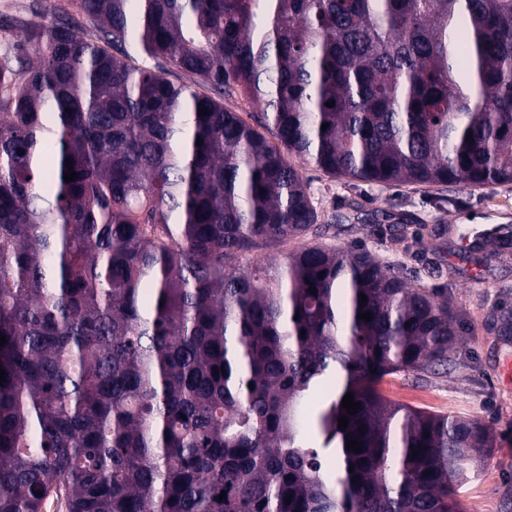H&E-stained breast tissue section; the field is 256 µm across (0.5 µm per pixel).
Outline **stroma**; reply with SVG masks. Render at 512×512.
<instances>
[{
    "instance_id": "1",
    "label": "stroma",
    "mask_w": 512,
    "mask_h": 512,
    "mask_svg": "<svg viewBox=\"0 0 512 512\" xmlns=\"http://www.w3.org/2000/svg\"><path fill=\"white\" fill-rule=\"evenodd\" d=\"M319 203V221L347 220L334 242L362 246L394 264L409 280L448 289L453 308L469 322L459 365L439 377L401 371L378 385L387 399L432 413L477 418L492 430L493 448L458 498L465 512H512V378L495 355H512V340L499 336L493 319L512 314V253L501 255L499 234L486 226H512V184L489 188L461 185L432 189L385 188L336 179L313 164L292 158ZM421 230L427 247L403 252L391 240L394 229ZM482 235L479 250L460 246L462 236Z\"/></svg>"
}]
</instances>
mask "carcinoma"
<instances>
[{
  "label": "carcinoma",
  "mask_w": 512,
  "mask_h": 512,
  "mask_svg": "<svg viewBox=\"0 0 512 512\" xmlns=\"http://www.w3.org/2000/svg\"><path fill=\"white\" fill-rule=\"evenodd\" d=\"M75 2L0 52V512H462L488 426L378 390L456 365L448 289L328 242L285 153L511 184L512 0Z\"/></svg>",
  "instance_id": "1"
}]
</instances>
